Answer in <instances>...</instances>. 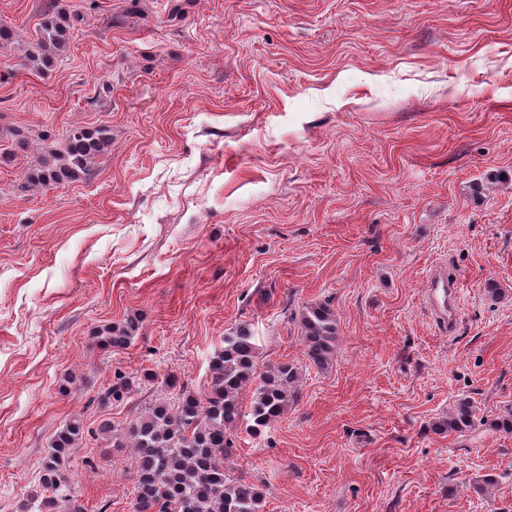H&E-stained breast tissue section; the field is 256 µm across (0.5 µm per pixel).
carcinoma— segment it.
Returning <instances> with one entry per match:
<instances>
[{"instance_id":"carcinoma-1","label":"carcinoma","mask_w":512,"mask_h":512,"mask_svg":"<svg viewBox=\"0 0 512 512\" xmlns=\"http://www.w3.org/2000/svg\"><path fill=\"white\" fill-rule=\"evenodd\" d=\"M71 15L52 3L43 12L37 37L23 49L24 66L45 74L69 48ZM112 145L109 130L69 129L60 148L45 146L28 169L26 184L46 189L91 175V164ZM309 363L317 368L329 364L337 340L336 315L327 303L304 307L296 316ZM139 320L127 317L104 326L93 341L104 349L124 348L136 337ZM211 382L205 393L178 384L169 375L165 386L176 391L174 403L158 402L136 413L121 432L108 419L98 431L83 420L71 419L51 437L40 463L39 491L30 495L22 512H84L72 494L64 472L69 449L101 434L114 448H129L136 458L134 473L135 512H264L262 489L245 479H230L224 459L234 448L233 431L247 420L248 431L261 436L288 408L298 381V370L288 362L259 364L255 336L243 322L224 335V345L210 358ZM157 379L145 372L140 379L119 374L100 394L99 402L134 404L140 385ZM253 386L250 410L243 412L242 391ZM475 425L471 401L457 403L440 431L463 432Z\"/></svg>"}]
</instances>
